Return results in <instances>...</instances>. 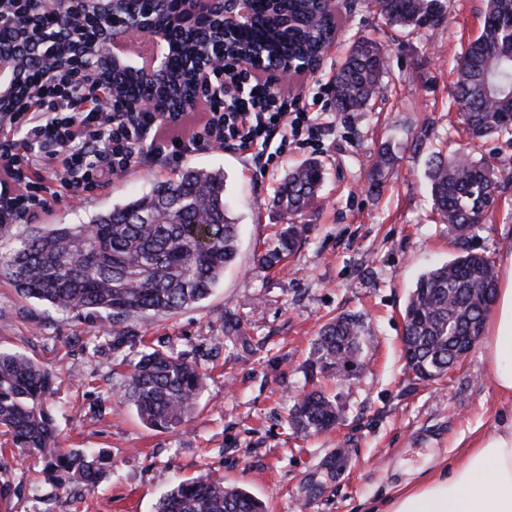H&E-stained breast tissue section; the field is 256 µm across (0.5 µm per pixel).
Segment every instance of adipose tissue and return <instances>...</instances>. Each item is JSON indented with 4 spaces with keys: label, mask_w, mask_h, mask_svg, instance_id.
Returning <instances> with one entry per match:
<instances>
[{
    "label": "adipose tissue",
    "mask_w": 512,
    "mask_h": 512,
    "mask_svg": "<svg viewBox=\"0 0 512 512\" xmlns=\"http://www.w3.org/2000/svg\"><path fill=\"white\" fill-rule=\"evenodd\" d=\"M485 358L498 392L512 397V254L503 260ZM380 512H512V424L480 439L451 471L386 500Z\"/></svg>",
    "instance_id": "adipose-tissue-1"
}]
</instances>
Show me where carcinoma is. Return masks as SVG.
Returning <instances> with one entry per match:
<instances>
[{
    "mask_svg": "<svg viewBox=\"0 0 512 512\" xmlns=\"http://www.w3.org/2000/svg\"><path fill=\"white\" fill-rule=\"evenodd\" d=\"M249 26L218 31L217 20L197 25L174 21L175 5L155 10V25L170 44L168 70L161 82H143L126 71L112 74L114 93L155 100L175 112L190 90L188 63L228 47L263 58L273 69L293 59L311 69L336 32V21L321 0H252ZM379 16L408 30L434 28L446 13V0H374ZM386 57L378 43L361 36L338 68L333 106L363 112L377 97ZM466 139L471 143L503 137L512 141V0H487L480 34L460 57L452 95ZM325 168L308 159L286 173L273 197L286 216L313 203ZM430 191L440 223L459 232L478 228L493 212L500 178L484 157L469 153L429 159ZM308 226L286 224L276 243L257 256L261 269L279 265L294 252ZM238 251V224L228 216L224 170L188 167L175 180L157 182L150 192L96 214L83 224L35 227L0 254V269L18 295L59 312H88L116 327L146 314L170 315L207 299ZM496 294L492 261L464 251L419 275L403 319L405 358L415 377L436 380L455 367L459 342L484 325V289ZM363 320L340 315L322 325L312 366L335 373L361 366ZM51 371L31 358L0 351V427L13 444L33 449L52 469L72 474L87 486L100 476L104 457L92 450L66 452L56 442L54 418L46 398ZM202 388L193 363L154 349L133 365L123 399L151 429L168 431L185 424ZM336 399L319 391L303 394L289 414L299 432L330 429L340 419ZM156 512H266L265 504L241 486L198 478L173 485Z\"/></svg>",
    "mask_w": 512,
    "mask_h": 512,
    "instance_id": "cac0c4a2",
    "label": "carcinoma"
}]
</instances>
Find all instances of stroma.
I'll use <instances>...</instances> for the list:
<instances>
[{
	"label": "stroma",
	"mask_w": 512,
	"mask_h": 512,
	"mask_svg": "<svg viewBox=\"0 0 512 512\" xmlns=\"http://www.w3.org/2000/svg\"><path fill=\"white\" fill-rule=\"evenodd\" d=\"M485 6L449 0L438 27L407 34L386 25L372 0H336L332 47L316 70L287 86L293 94L319 91L334 126L317 145L290 149L263 168L206 146L144 161L108 189L77 202L49 198L37 216L10 226L21 238L42 224H79L185 167H220L239 248L207 300L128 321L120 335L92 315L65 316L20 297L0 272V349L53 372L47 405L62 448L106 457L87 492L68 474L46 471L0 429V512H155L175 481L202 476L246 487L268 512H372L512 422V398L497 391L482 346L435 382L416 378L402 356V312L423 271L465 250L497 264L512 253V145L493 139L472 147L449 97ZM358 35L380 44L387 73L378 97L355 117L334 109L332 77ZM384 148L393 162L379 174L374 163ZM436 149L475 151L505 175L496 212L463 240L433 210L426 163ZM307 158L326 166L318 197L300 218L309 230L283 267L258 270L257 255L287 221L272 204L274 192ZM342 313L365 323L359 373L321 384L344 416L324 432H295L289 412L318 385L309 370L314 339ZM152 347L205 374L189 421L169 432L147 428L123 399L129 363Z\"/></svg>",
	"instance_id": "35a3bbf8"
}]
</instances>
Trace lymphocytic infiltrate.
Returning <instances> with one entry per match:
<instances>
[{
    "label": "lymphocytic infiltrate",
    "mask_w": 512,
    "mask_h": 512,
    "mask_svg": "<svg viewBox=\"0 0 512 512\" xmlns=\"http://www.w3.org/2000/svg\"><path fill=\"white\" fill-rule=\"evenodd\" d=\"M207 112L186 128L183 112H130L83 68L48 72L0 140V226L34 217L48 198L79 197L142 161L178 159L198 146H232L263 164L289 146L315 144L326 124L316 96H291L249 69L219 71L201 91Z\"/></svg>",
    "instance_id": "obj_1"
}]
</instances>
